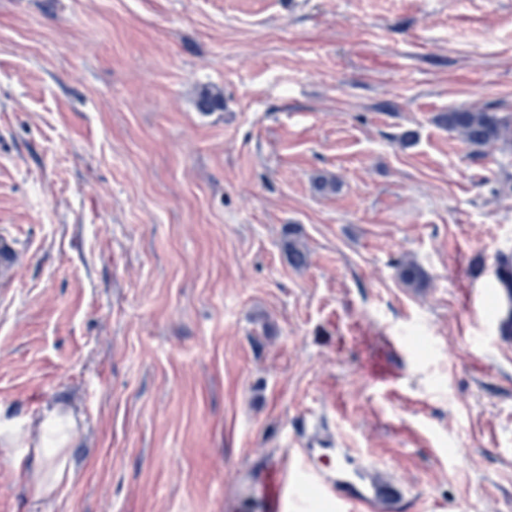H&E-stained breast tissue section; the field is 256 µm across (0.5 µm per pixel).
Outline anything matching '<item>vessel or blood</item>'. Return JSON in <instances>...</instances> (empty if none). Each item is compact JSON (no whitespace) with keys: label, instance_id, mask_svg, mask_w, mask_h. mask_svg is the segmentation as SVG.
Listing matches in <instances>:
<instances>
[{"label":"vessel or blood","instance_id":"1","mask_svg":"<svg viewBox=\"0 0 512 512\" xmlns=\"http://www.w3.org/2000/svg\"><path fill=\"white\" fill-rule=\"evenodd\" d=\"M314 487L332 495L338 506L356 500L370 512H396L401 500L397 485L374 465L350 457L342 448L309 447L302 451V464L294 481L280 470H270L263 483L267 512H283L290 493Z\"/></svg>","mask_w":512,"mask_h":512}]
</instances>
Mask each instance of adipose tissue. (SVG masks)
<instances>
[{"label": "adipose tissue", "mask_w": 512, "mask_h": 512, "mask_svg": "<svg viewBox=\"0 0 512 512\" xmlns=\"http://www.w3.org/2000/svg\"><path fill=\"white\" fill-rule=\"evenodd\" d=\"M75 425L71 410L54 403L43 405L38 416L39 444L34 448L33 458L37 493L51 491L70 470Z\"/></svg>", "instance_id": "adipose-tissue-1"}]
</instances>
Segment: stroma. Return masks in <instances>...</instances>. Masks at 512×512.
<instances>
[{
    "label": "stroma",
    "instance_id": "obj_1",
    "mask_svg": "<svg viewBox=\"0 0 512 512\" xmlns=\"http://www.w3.org/2000/svg\"><path fill=\"white\" fill-rule=\"evenodd\" d=\"M457 108L512 118V0H0V408L77 415L0 512H263L318 420L399 512H512V145ZM437 120L441 126L459 133L474 148L512 140V121L497 112L457 109L441 113ZM497 282L503 288L508 302V315L502 322V332L505 335H512V258H504L497 270ZM76 419L60 404L45 403L38 416L39 445L34 447L33 467L37 496L51 491L71 468V430Z\"/></svg>",
    "mask_w": 512,
    "mask_h": 512
}]
</instances>
